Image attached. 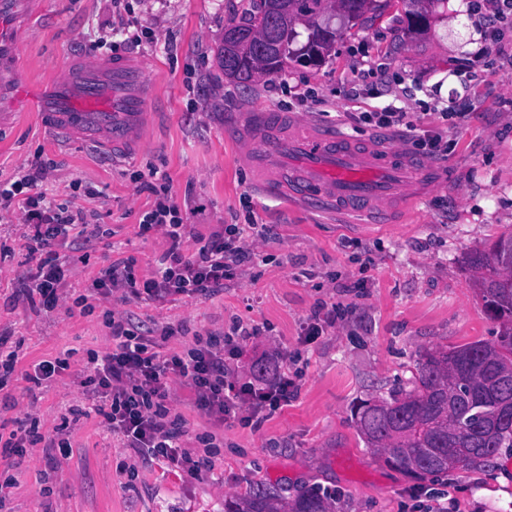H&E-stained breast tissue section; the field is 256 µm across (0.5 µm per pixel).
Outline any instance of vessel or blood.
Wrapping results in <instances>:
<instances>
[{
  "label": "vessel or blood",
  "mask_w": 512,
  "mask_h": 512,
  "mask_svg": "<svg viewBox=\"0 0 512 512\" xmlns=\"http://www.w3.org/2000/svg\"><path fill=\"white\" fill-rule=\"evenodd\" d=\"M40 0H0V95L23 82L18 47L8 21L38 9ZM156 86L142 64L128 58H75L39 106L53 135L91 138L106 151L136 141L150 114ZM246 154L260 168L265 187L315 203L333 202L359 215H382L389 203L410 204L416 170L398 148L381 143L360 149L332 130L309 122L290 124L276 112H252Z\"/></svg>",
  "instance_id": "1"
}]
</instances>
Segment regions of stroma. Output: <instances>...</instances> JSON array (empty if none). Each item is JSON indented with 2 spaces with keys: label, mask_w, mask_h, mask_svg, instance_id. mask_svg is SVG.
Here are the masks:
<instances>
[{
  "label": "stroma",
  "mask_w": 512,
  "mask_h": 512,
  "mask_svg": "<svg viewBox=\"0 0 512 512\" xmlns=\"http://www.w3.org/2000/svg\"><path fill=\"white\" fill-rule=\"evenodd\" d=\"M43 2L13 31L27 84L50 90L71 53L95 54L108 33L113 54L146 60L158 93L151 141L139 151L109 155L90 140L56 138L34 112L0 131L1 185L20 168H46L56 202L74 203L110 230L79 252L71 294L84 293L112 258H133L137 280L154 276L169 242L138 231L154 201L142 184L158 172L195 237L252 224L260 242L217 294L145 301L116 292L112 307L138 329H176L160 346L169 355L234 322L253 327L230 362L235 383L254 381L275 355L295 374L296 390L287 406L255 415L244 408L217 423L189 387H177L185 449L208 459L195 477L124 447L75 378L91 351L112 347L102 309L29 304L26 226L18 211L2 210L0 336L18 347L19 362L0 386V434L31 405L40 432L58 430L70 447L46 442L20 463L0 455V483L13 481L0 492V512H224L225 498L269 486L291 499L317 493L334 512H512V448L416 481L378 461L350 415L356 400L407 383L423 350L495 338L465 261L512 229V28L491 40L493 17L448 0L430 33L409 42L390 7L344 30L321 66L296 64L248 87L225 77L217 46L225 27L248 22L253 0ZM389 104L420 132L441 136L436 161L448 167L446 187L420 199L408 223L353 224L261 191L237 160L235 124L244 113H303L318 127L380 141L389 131L356 115ZM331 311L335 324L308 336L313 313ZM57 357L68 359L69 376L29 390L24 371ZM76 406L85 416L71 415Z\"/></svg>",
  "instance_id": "1"
}]
</instances>
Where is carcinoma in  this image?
I'll return each mask as SVG.
<instances>
[{
    "label": "carcinoma",
    "mask_w": 512,
    "mask_h": 512,
    "mask_svg": "<svg viewBox=\"0 0 512 512\" xmlns=\"http://www.w3.org/2000/svg\"><path fill=\"white\" fill-rule=\"evenodd\" d=\"M401 6L411 34H423L429 18L447 0H385ZM271 0H259L247 25L225 32L251 34L262 53L219 47L224 73L234 81L253 84L278 75L293 64L319 65L331 55L337 29L299 8L288 20H278ZM336 16L358 24L380 9L379 0H334ZM305 40H300V37ZM472 286L483 307L498 324L492 342L474 341L451 349H428L420 354L411 389L387 398L358 400L351 417L366 447L385 465L413 479L445 473L450 467L424 461L446 447L467 451L463 466L489 459L493 448H512V420L501 411L512 408V231L498 236L467 258ZM224 512H333L328 501L315 494L293 500L272 492L245 493L224 499Z\"/></svg>",
    "instance_id": "1"
}]
</instances>
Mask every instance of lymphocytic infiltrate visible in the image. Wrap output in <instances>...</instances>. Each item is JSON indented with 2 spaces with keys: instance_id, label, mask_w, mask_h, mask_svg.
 <instances>
[{
  "instance_id": "obj_1",
  "label": "lymphocytic infiltrate",
  "mask_w": 512,
  "mask_h": 512,
  "mask_svg": "<svg viewBox=\"0 0 512 512\" xmlns=\"http://www.w3.org/2000/svg\"><path fill=\"white\" fill-rule=\"evenodd\" d=\"M43 177L38 170L22 175L10 188H1L0 210L18 206L29 229L31 253L48 254L31 275L28 292L30 301L46 310L71 301L89 313L99 302L109 300L116 288L151 299L211 295L223 290L236 266L253 257L239 227L196 239L194 249L185 251L188 226L180 206L162 185L153 188L154 202L139 225L141 232L162 233L170 243L155 276L136 281L130 259L113 260L84 294L69 299L65 289L73 270L71 254L78 245L96 243L103 231L101 225L90 223L82 208L47 202L37 189ZM105 323L112 334V349L90 355L79 384L96 396L95 413L112 432L124 437L127 447L147 450L157 461L194 473L205 466L204 460L190 459L183 450L185 430L172 413L171 380L193 389L201 408L218 422L244 405L255 413L281 407L294 394L293 379L275 360L265 364L258 382L239 387L228 383L224 358L236 355L240 339L251 334L243 324H234L225 336L197 341L183 354L167 357L154 351L151 339L135 333L119 313L106 311Z\"/></svg>"
}]
</instances>
